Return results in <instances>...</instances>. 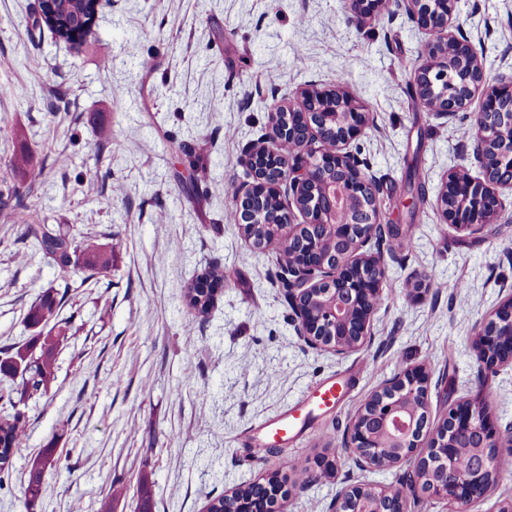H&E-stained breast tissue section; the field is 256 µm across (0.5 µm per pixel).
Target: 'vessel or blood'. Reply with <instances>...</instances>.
<instances>
[{"label": "vessel or blood", "instance_id": "vessel-or-blood-1", "mask_svg": "<svg viewBox=\"0 0 512 512\" xmlns=\"http://www.w3.org/2000/svg\"><path fill=\"white\" fill-rule=\"evenodd\" d=\"M345 388L342 377L328 378L283 412L260 423L251 442L253 456H265L271 443L284 446L301 437L312 420L336 407Z\"/></svg>", "mask_w": 512, "mask_h": 512}]
</instances>
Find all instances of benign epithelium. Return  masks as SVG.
<instances>
[{
  "mask_svg": "<svg viewBox=\"0 0 512 512\" xmlns=\"http://www.w3.org/2000/svg\"><path fill=\"white\" fill-rule=\"evenodd\" d=\"M403 7L425 31L424 62L414 71L415 84L439 80L445 97H452V109H462L476 95L481 105L470 142L475 161L485 178L460 182L456 171L444 178L442 193L454 194L448 207L437 197L436 209L444 223L457 230L476 232L493 224L506 204L502 190L512 191V181L491 186L488 176L503 169L512 171V74L501 75L491 85L484 76L466 85L447 82L448 57L441 53L445 44L464 48L463 59L475 58L469 41L453 31L457 0H347L353 22L381 14L387 5ZM333 102L328 112H310L306 101L313 94ZM288 116L286 124L269 131L263 150L248 151L243 164L264 173L238 190L240 206H250L272 194L281 196L283 185L299 192L312 182L324 187L323 196L300 209L301 222L291 209L279 212L280 230L293 226L321 227L324 233L301 240L298 260L288 280V303L297 330L310 346L343 356L360 349L368 335L381 298V284L387 265L382 255L364 251L375 238L377 225L357 224L344 216L345 203L368 194L370 178L361 161L347 146L361 137L369 125L362 103L337 87L314 91L303 88L297 101L279 106ZM304 127L305 139L298 151L285 158L276 145ZM335 135V145L323 141ZM322 303L316 314L309 298ZM473 349L479 364L488 371L512 364V296L479 324L473 336ZM429 375L420 368H407L373 394L356 411L346 435V447L358 462L373 466L405 467L408 495L387 510L382 504L390 491L383 487L352 486L336 497L333 512H409L408 496L423 492L448 503L449 512H464V507L484 496L491 488L490 477L504 456L502 436L512 440V425L500 430L487 407L474 400H458L448 408L425 454L419 453L423 431L428 424ZM480 440L478 455L469 467L459 469L457 449ZM289 491L284 481L276 483L273 497L262 504L243 499L236 489L224 491V512H285Z\"/></svg>",
  "mask_w": 512,
  "mask_h": 512,
  "instance_id": "7a95c632",
  "label": "benign epithelium"
}]
</instances>
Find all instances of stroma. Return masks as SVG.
<instances>
[{
    "instance_id": "obj_1",
    "label": "stroma",
    "mask_w": 512,
    "mask_h": 512,
    "mask_svg": "<svg viewBox=\"0 0 512 512\" xmlns=\"http://www.w3.org/2000/svg\"><path fill=\"white\" fill-rule=\"evenodd\" d=\"M33 8L0 0V184L53 223L117 247L107 275L69 278L55 379L20 404L28 437L0 487V512H99L113 483L127 494L112 512H140L143 474L152 512H204L208 495L291 458L335 467L331 478L290 485L287 512H330L345 486L401 479L397 468L356 465L343 431L407 367L429 375L425 436L466 398H482L495 424L512 423V365L486 371L471 346L479 321L512 297V204L476 234L442 223L435 201L448 171L484 175L459 135L480 101L447 114L414 104L409 71L426 35L404 9L361 28L345 0H102L75 49L35 27ZM455 25L486 80L512 73V0H458ZM308 84L363 102L369 127L350 149L387 203L382 222L411 243L386 260L370 342L343 358L305 344L275 253L252 250L225 211L246 182L245 150L262 145L274 106ZM21 153L40 182L12 166ZM410 180L422 185L423 206H413ZM118 182L124 195L112 191ZM28 231L0 200V349L29 339L27 308L62 280L52 260L31 253ZM215 264L224 291L186 333L185 287ZM332 375L352 379L336 411L285 450L251 458V427ZM50 443L61 469L26 509L30 460Z\"/></svg>"
}]
</instances>
